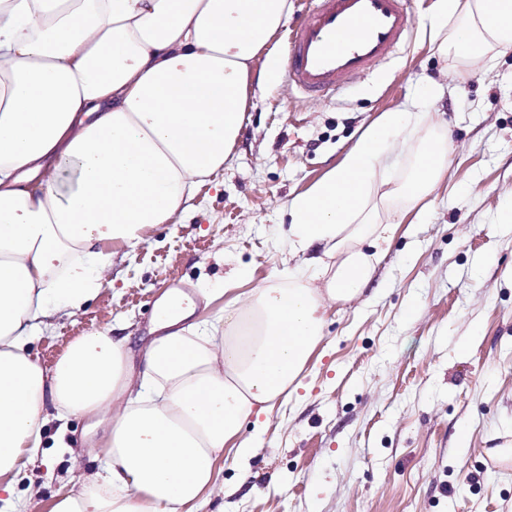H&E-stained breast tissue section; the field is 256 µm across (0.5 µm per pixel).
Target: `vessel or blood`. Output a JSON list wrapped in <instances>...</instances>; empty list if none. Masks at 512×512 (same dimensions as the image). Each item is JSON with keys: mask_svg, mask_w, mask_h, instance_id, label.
Segmentation results:
<instances>
[{"mask_svg": "<svg viewBox=\"0 0 512 512\" xmlns=\"http://www.w3.org/2000/svg\"><path fill=\"white\" fill-rule=\"evenodd\" d=\"M407 0H319L290 27L287 78L322 97L363 76L389 55L413 20Z\"/></svg>", "mask_w": 512, "mask_h": 512, "instance_id": "1", "label": "vessel or blood"}]
</instances>
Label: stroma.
<instances>
[{
	"label": "stroma",
	"mask_w": 512,
	"mask_h": 512,
	"mask_svg": "<svg viewBox=\"0 0 512 512\" xmlns=\"http://www.w3.org/2000/svg\"><path fill=\"white\" fill-rule=\"evenodd\" d=\"M433 0H408L416 26L370 75L323 99L290 86L286 36L277 78L256 86L233 157L185 210L120 251L81 311L52 313L31 350L53 368L92 331L151 336L170 289L213 293L196 320L301 265L287 239L288 205L337 165L384 112H427L452 143L448 176L402 219L377 266L378 291L336 304L302 385L254 438L248 463L219 458L224 485L211 512H512V51L472 66L436 54L422 19ZM442 88L435 102L424 85ZM65 448L40 450L18 489L22 512H49L56 494L99 465L70 468Z\"/></svg>",
	"instance_id": "stroma-1"
}]
</instances>
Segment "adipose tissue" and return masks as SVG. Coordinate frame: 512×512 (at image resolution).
I'll list each match as a JSON object with an SVG mask.
<instances>
[{"label": "adipose tissue", "mask_w": 512, "mask_h": 512, "mask_svg": "<svg viewBox=\"0 0 512 512\" xmlns=\"http://www.w3.org/2000/svg\"><path fill=\"white\" fill-rule=\"evenodd\" d=\"M290 12L289 0H0V502L18 500L50 421L80 415L104 426L103 465L51 512H202L224 490L216 460L254 452L243 423L262 430L301 386L327 303L364 295L393 216L446 177L449 142L429 134L402 183L379 178L410 119L382 113L289 204L290 252L338 257L319 278L289 274L208 324L167 295L141 360L127 337L92 332L43 370L29 346L51 311H80L114 254L231 158L252 64ZM429 39L467 78V64L512 50V0H434Z\"/></svg>", "instance_id": "1"}]
</instances>
